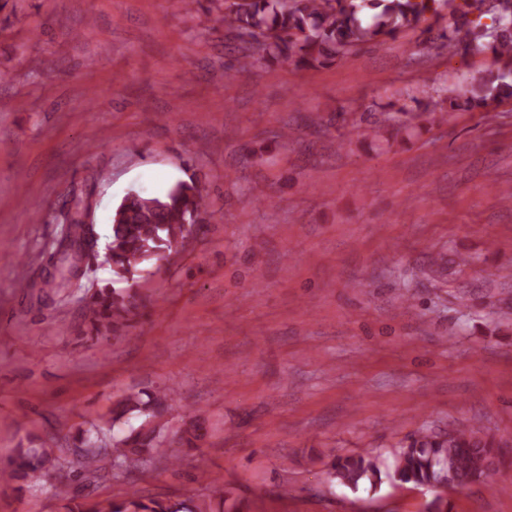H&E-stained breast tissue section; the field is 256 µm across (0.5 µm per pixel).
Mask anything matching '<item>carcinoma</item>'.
<instances>
[{"label":"carcinoma","instance_id":"1","mask_svg":"<svg viewBox=\"0 0 512 512\" xmlns=\"http://www.w3.org/2000/svg\"><path fill=\"white\" fill-rule=\"evenodd\" d=\"M224 11L226 39L231 51L243 58L257 56L269 63L291 60L301 69L316 68L342 60L363 47L401 33L412 34L416 46L446 49L450 54H490L498 66L478 70L462 78L461 91L442 89L438 99L419 102L406 89L401 102L365 135L389 140L456 111H487L512 99V0H210ZM418 103V109L407 101ZM207 188L197 178L178 180L155 196L128 192L112 213L110 241L105 262L113 273L126 279L143 262L166 258L182 248L193 234V224L207 214ZM67 244L58 257L50 283L69 285L74 268L97 259L88 247L95 226L82 220L81 202L67 215ZM139 314V303L128 289L101 288L86 304L87 334L104 336L128 325ZM171 400L168 389L142 398L127 395L112 411V422L133 412L144 417L137 427L112 437V447L98 445V431L82 432L74 455L76 462L55 455L51 439L38 448H18L0 466V483H29L54 472L66 512H224V494L219 493L190 507L160 498L133 493L120 501L100 502L82 494L74 484L95 472L101 456H108L119 472L132 473L157 452L164 425L160 420ZM198 418H193L178 437L187 448L199 440ZM493 436L473 426L456 428L440 437L429 430L417 433L394 455L392 470L383 472L378 459L362 455L339 457L332 462V475L356 489L362 483L376 486L382 477L416 486L446 485L456 488L480 480L488 482L495 466Z\"/></svg>","mask_w":512,"mask_h":512}]
</instances>
